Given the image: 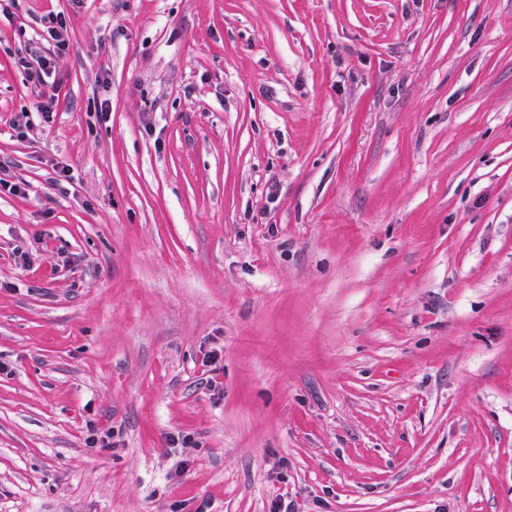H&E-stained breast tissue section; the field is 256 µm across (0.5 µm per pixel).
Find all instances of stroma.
Wrapping results in <instances>:
<instances>
[{"label": "stroma", "mask_w": 512, "mask_h": 512, "mask_svg": "<svg viewBox=\"0 0 512 512\" xmlns=\"http://www.w3.org/2000/svg\"><path fill=\"white\" fill-rule=\"evenodd\" d=\"M0 162V512H512V0H21ZM26 73L28 81L37 89V102L34 103L35 112H40L45 119L57 112L59 95L55 78L52 79V59L45 55L19 57L17 61Z\"/></svg>", "instance_id": "1"}]
</instances>
